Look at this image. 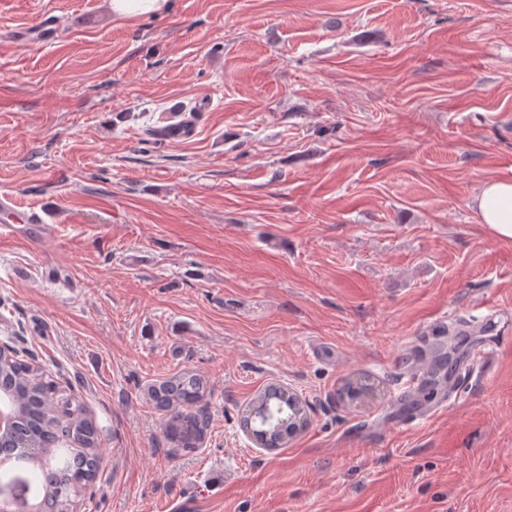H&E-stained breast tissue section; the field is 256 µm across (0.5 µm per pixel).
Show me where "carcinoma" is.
Returning a JSON list of instances; mask_svg holds the SVG:
<instances>
[{"label":"carcinoma","instance_id":"cac0c4a2","mask_svg":"<svg viewBox=\"0 0 512 512\" xmlns=\"http://www.w3.org/2000/svg\"><path fill=\"white\" fill-rule=\"evenodd\" d=\"M205 393L204 380L190 372L149 386L148 399L163 412L164 432L175 447H198L207 427L198 407ZM277 394L284 395V390L267 387L249 404L243 419L267 404L278 409ZM0 404L15 410L20 431L41 448L45 459H56L53 466L33 465L27 482L37 484L49 512H73L76 497L101 472V436L95 423L56 381L18 357L0 360Z\"/></svg>","mask_w":512,"mask_h":512}]
</instances>
